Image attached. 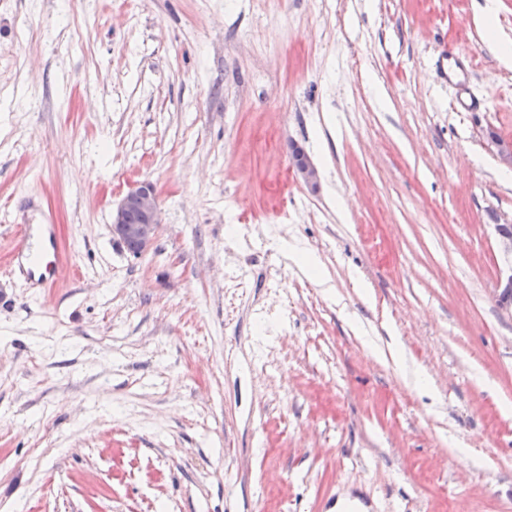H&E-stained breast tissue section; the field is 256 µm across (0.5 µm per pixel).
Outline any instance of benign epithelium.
Instances as JSON below:
<instances>
[{
  "label": "benign epithelium",
  "mask_w": 512,
  "mask_h": 512,
  "mask_svg": "<svg viewBox=\"0 0 512 512\" xmlns=\"http://www.w3.org/2000/svg\"><path fill=\"white\" fill-rule=\"evenodd\" d=\"M291 163L304 185L312 191L317 190L319 186L318 170L302 148L298 146L293 148ZM132 207L141 214V222L138 224L128 221V212ZM160 222L158 194L153 183L149 181L138 183L113 203L112 236L121 242H134L139 255L146 253L154 243ZM496 232L503 253L512 255V225L498 224Z\"/></svg>",
  "instance_id": "1"
}]
</instances>
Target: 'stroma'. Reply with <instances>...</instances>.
Returning <instances> with one entry per match:
<instances>
[{"label":"stroma","mask_w":512,"mask_h":512,"mask_svg":"<svg viewBox=\"0 0 512 512\" xmlns=\"http://www.w3.org/2000/svg\"><path fill=\"white\" fill-rule=\"evenodd\" d=\"M483 2L0 0V512H512ZM28 194L48 288L8 272ZM291 163L295 173L304 185L310 190L316 191L319 186V173L309 155L302 148L295 145L291 154ZM131 207H135L141 217L135 209L130 210ZM140 220L141 222L137 224ZM160 222L158 194L153 183L149 181L138 183L113 203L112 236L121 242H127L125 246L133 256L136 253L133 242L137 246L138 256L150 249L156 239Z\"/></svg>","instance_id":"stroma-1"}]
</instances>
